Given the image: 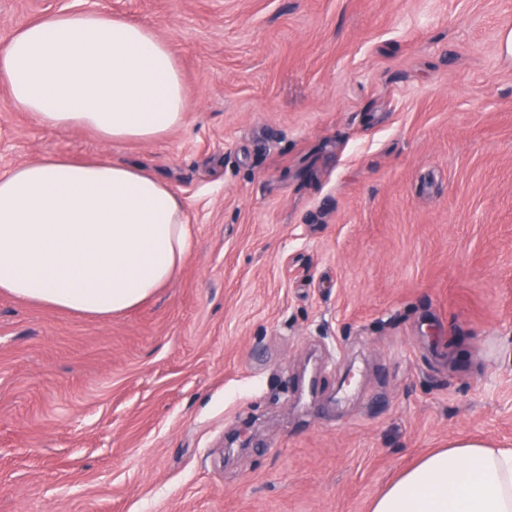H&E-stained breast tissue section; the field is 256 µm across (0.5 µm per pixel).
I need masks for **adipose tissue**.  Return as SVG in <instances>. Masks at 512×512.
Here are the masks:
<instances>
[{
	"mask_svg": "<svg viewBox=\"0 0 512 512\" xmlns=\"http://www.w3.org/2000/svg\"><path fill=\"white\" fill-rule=\"evenodd\" d=\"M15 110L44 127L151 141L181 127L187 91L168 42L105 12H59L0 46ZM192 248L184 201L134 163L46 156L0 172V291L96 318L165 287ZM371 512H512V448L462 437L404 471Z\"/></svg>",
	"mask_w": 512,
	"mask_h": 512,
	"instance_id": "1",
	"label": "adipose tissue"
}]
</instances>
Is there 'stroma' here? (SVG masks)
Returning <instances> with one entry per match:
<instances>
[{
    "instance_id": "35a3bbf8",
    "label": "stroma",
    "mask_w": 512,
    "mask_h": 512,
    "mask_svg": "<svg viewBox=\"0 0 512 512\" xmlns=\"http://www.w3.org/2000/svg\"><path fill=\"white\" fill-rule=\"evenodd\" d=\"M153 26L181 128L14 111L0 172L137 163L174 280L112 318L0 291V512H369L435 448H512V0H0Z\"/></svg>"
}]
</instances>
